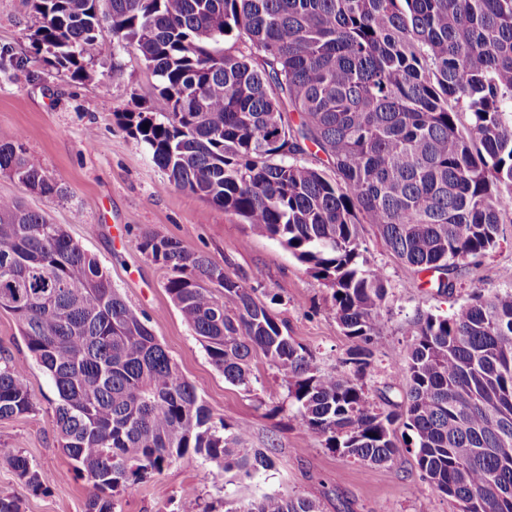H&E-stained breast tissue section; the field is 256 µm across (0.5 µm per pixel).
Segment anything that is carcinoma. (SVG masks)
<instances>
[{"label": "carcinoma", "mask_w": 512, "mask_h": 512, "mask_svg": "<svg viewBox=\"0 0 512 512\" xmlns=\"http://www.w3.org/2000/svg\"><path fill=\"white\" fill-rule=\"evenodd\" d=\"M30 0L34 54L73 78L112 42L156 78V112L127 129L174 188L278 241L332 290L330 311L356 342L348 378L316 362L257 288L204 252L158 232L138 248L172 271L164 288L225 380L287 391L306 437L382 466L413 432L429 490L458 512H512V291L475 293L451 315L419 312L402 401L360 383L387 279L363 257L371 225L440 293L449 268L485 256L512 217V0ZM242 43L234 53L224 39ZM319 158L312 166L306 156ZM0 172L43 196L63 188L21 138L0 141ZM0 309L51 377L54 431L95 490L87 512H114L129 482L193 451L249 477L271 466L240 447L249 429L216 424L195 386L127 304L99 261L61 224L0 197ZM262 355L277 384L254 387ZM33 410L26 370L0 363V420ZM9 464L29 492L45 478ZM225 512H318L310 499L263 497Z\"/></svg>", "instance_id": "cac0c4a2"}]
</instances>
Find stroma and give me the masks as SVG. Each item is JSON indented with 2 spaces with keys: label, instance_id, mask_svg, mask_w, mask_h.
Here are the masks:
<instances>
[{
  "label": "stroma",
  "instance_id": "35a3bbf8",
  "mask_svg": "<svg viewBox=\"0 0 512 512\" xmlns=\"http://www.w3.org/2000/svg\"><path fill=\"white\" fill-rule=\"evenodd\" d=\"M37 26L26 0H0V140L21 137L65 192L42 196L0 172V197L20 199L51 223L64 225L99 260L126 302L150 315L154 335L214 419L247 426V447L274 461L272 468L242 478L189 452L154 479L123 490L116 512H179L190 488L216 512H223L225 502L247 503L268 494L312 499L319 512H379L385 504L395 512H457L422 481L404 427L396 429L400 451L391 463L364 465L306 438L286 394L255 395L225 380L166 293L169 270L139 249L141 230L206 252L234 278L257 285L258 299L273 301L290 335L318 363L338 368L354 342L330 312L331 289L278 241L170 186L122 120L123 113L149 112L155 105V79L136 52L116 55L104 47L88 64L87 78L73 80L33 58L30 36ZM116 64L122 69L118 76L112 73ZM360 233L369 264L383 269L388 286L379 343L364 378L377 400L387 386L406 385L405 354L417 312L446 316L474 292L488 296L512 287L506 278L512 272V222L502 224L498 246L479 265L450 271L454 288L446 293L420 288L418 277L387 250L371 225H361ZM1 356L26 365L33 409L0 420V491L18 497L22 512H86L93 488L58 445L55 387L31 358L15 316L0 309ZM16 453L51 476L48 494L31 495L19 481L8 463Z\"/></svg>",
  "mask_w": 512,
  "mask_h": 512
}]
</instances>
